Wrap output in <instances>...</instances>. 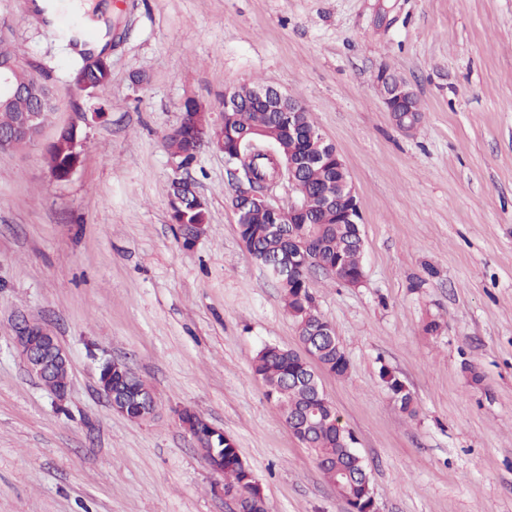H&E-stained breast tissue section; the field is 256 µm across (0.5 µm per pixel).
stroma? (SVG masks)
Segmentation results:
<instances>
[{"label":"stroma","mask_w":512,"mask_h":512,"mask_svg":"<svg viewBox=\"0 0 512 512\" xmlns=\"http://www.w3.org/2000/svg\"><path fill=\"white\" fill-rule=\"evenodd\" d=\"M73 1L42 16L38 0H0L55 97L40 139L0 154V512H229L184 408L235 441L275 512H348L253 371L260 348L298 337L239 238L223 152L186 172L205 234L184 248L171 221L165 137L185 100L217 127L225 89L251 81L302 101L356 188L365 281L315 270L309 284L349 363L321 382L378 512H512V0H77L112 68L78 105L76 49L53 34ZM383 69L418 100L412 130L385 110ZM98 104L105 120L80 124L81 160L54 180L56 128ZM21 316L65 348V396L25 371ZM108 359L153 388V415L112 410Z\"/></svg>","instance_id":"obj_1"}]
</instances>
